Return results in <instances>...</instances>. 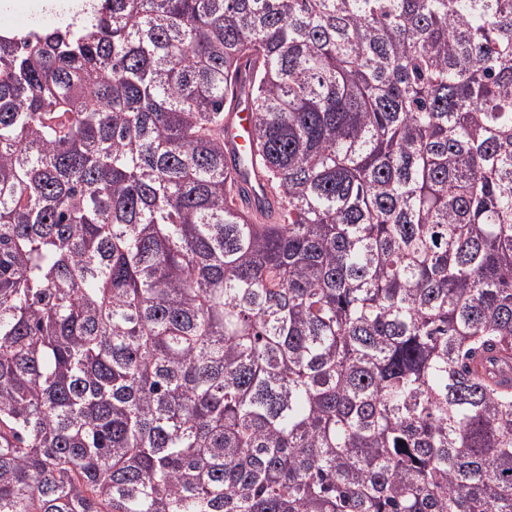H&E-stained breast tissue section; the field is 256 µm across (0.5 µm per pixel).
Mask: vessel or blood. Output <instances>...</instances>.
Segmentation results:
<instances>
[{"label":"vessel or blood","instance_id":"obj_1","mask_svg":"<svg viewBox=\"0 0 512 512\" xmlns=\"http://www.w3.org/2000/svg\"><path fill=\"white\" fill-rule=\"evenodd\" d=\"M253 115L247 100L233 96L228 112L224 114V151L228 159L239 162V176L235 185L237 202L247 209H256L259 202L272 197L273 192L256 160H244L249 145Z\"/></svg>","mask_w":512,"mask_h":512}]
</instances>
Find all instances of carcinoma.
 <instances>
[{"label":"carcinoma","instance_id":"carcinoma-1","mask_svg":"<svg viewBox=\"0 0 512 512\" xmlns=\"http://www.w3.org/2000/svg\"><path fill=\"white\" fill-rule=\"evenodd\" d=\"M510 376L512 0L0 35V512H512ZM253 115L247 100L239 92L233 96L229 111L224 113V151L228 160L235 159L239 176L235 185L237 202L249 210H255L258 202L271 198L273 192L257 161L250 158L243 163V153L249 145Z\"/></svg>","mask_w":512,"mask_h":512}]
</instances>
